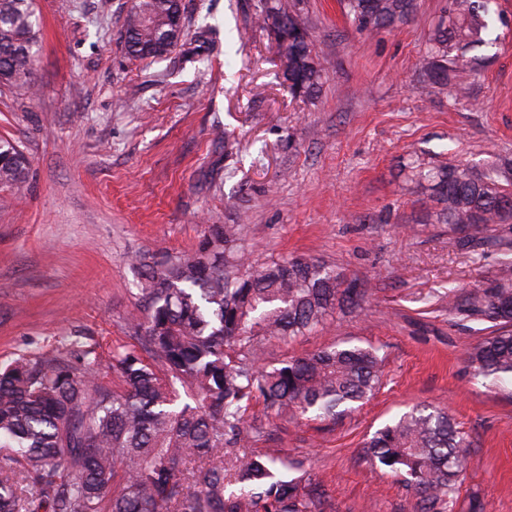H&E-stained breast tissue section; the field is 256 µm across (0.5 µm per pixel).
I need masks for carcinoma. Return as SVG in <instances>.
<instances>
[{
  "label": "carcinoma",
  "mask_w": 512,
  "mask_h": 512,
  "mask_svg": "<svg viewBox=\"0 0 512 512\" xmlns=\"http://www.w3.org/2000/svg\"><path fill=\"white\" fill-rule=\"evenodd\" d=\"M492 0H445L420 62L435 87L468 65V50L491 45ZM360 31L378 33L415 20L417 0H340ZM178 0H133L124 23L128 53L163 60L184 38L169 25ZM273 32L301 27L290 4L264 11ZM33 0H0V86L31 90L39 44ZM294 97L311 98L322 74L309 36L279 46ZM27 159L0 137V188L20 182ZM411 180L430 192V223L477 234L473 251L512 252V164L481 174L460 163H420ZM140 346L112 352L114 391L95 382V349L20 354L0 362V512H325L319 481L274 451H257L251 403L280 418L334 420L379 387L383 355L342 342L275 364L269 338L291 341L324 327L361 291L335 267L296 256L254 263L240 225H214L191 255L139 261ZM448 313L489 334L469 352L475 371L512 379V264L484 288L448 296ZM467 435L444 408L413 407L368 436L362 455L401 478L420 512H442L467 466ZM242 452L226 468L228 449ZM207 462L193 467V462Z\"/></svg>",
  "instance_id": "1"
}]
</instances>
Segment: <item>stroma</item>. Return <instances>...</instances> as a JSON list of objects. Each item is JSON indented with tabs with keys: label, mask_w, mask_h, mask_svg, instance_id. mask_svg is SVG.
Instances as JSON below:
<instances>
[{
	"label": "stroma",
	"mask_w": 512,
	"mask_h": 512,
	"mask_svg": "<svg viewBox=\"0 0 512 512\" xmlns=\"http://www.w3.org/2000/svg\"><path fill=\"white\" fill-rule=\"evenodd\" d=\"M323 71L318 94L292 97L260 18L274 0H182L187 32L213 28L204 63L130 56L131 0H35L37 94L0 87V136L30 166L0 207V362L23 352L95 346L107 363L136 343V256L191 253L213 224H237L254 259L304 255L336 266L360 305L292 342L276 363L335 342L379 348L374 398L334 422L275 417L254 404L257 448L319 478L332 512H417L400 478L360 457L366 435L416 405L447 407L472 445L452 512H512V381L468 361L478 324L448 313L449 290L482 286L504 265L460 249L409 180L416 159L482 172L512 160V0H497L469 97L424 81L417 64L444 0L415 21L359 31L337 0H289Z\"/></svg>",
	"instance_id": "35a3bbf8"
}]
</instances>
